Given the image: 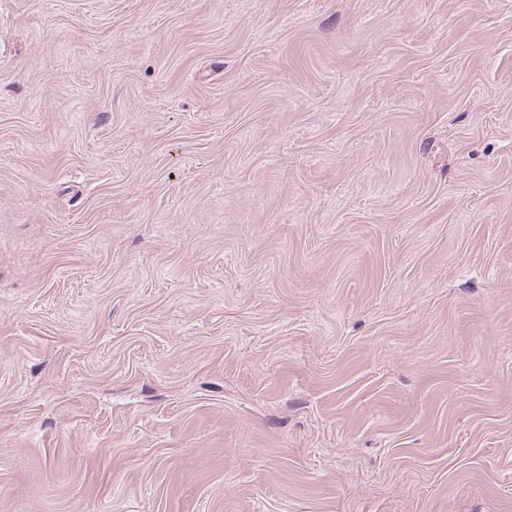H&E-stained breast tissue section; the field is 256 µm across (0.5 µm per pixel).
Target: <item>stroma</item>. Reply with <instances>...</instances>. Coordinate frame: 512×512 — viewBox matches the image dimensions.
<instances>
[{
    "label": "stroma",
    "instance_id": "1",
    "mask_svg": "<svg viewBox=\"0 0 512 512\" xmlns=\"http://www.w3.org/2000/svg\"><path fill=\"white\" fill-rule=\"evenodd\" d=\"M0 512H512V0H0Z\"/></svg>",
    "mask_w": 512,
    "mask_h": 512
}]
</instances>
